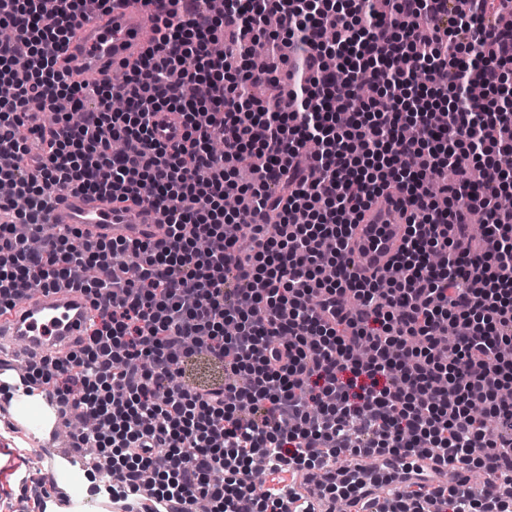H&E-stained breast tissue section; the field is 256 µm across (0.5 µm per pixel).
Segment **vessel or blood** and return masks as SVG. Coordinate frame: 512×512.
<instances>
[{"mask_svg":"<svg viewBox=\"0 0 512 512\" xmlns=\"http://www.w3.org/2000/svg\"><path fill=\"white\" fill-rule=\"evenodd\" d=\"M153 24L133 8L107 14L91 7L76 35L58 54L62 68L74 79L91 75L100 82L111 81L117 67L140 59L155 41ZM151 124L156 138L175 141L182 133L177 115H154ZM50 223L79 229L84 241L108 239H158L164 233L157 213L150 206L127 207L108 196L63 192L51 202ZM406 232L404 218L377 222L367 214L354 236L356 272L371 276L386 272ZM94 313L81 292L67 286L31 291L13 310L6 325L8 341H0V406L12 428L39 444L40 469L50 489L43 499L44 512H108L110 499L85 493L75 476L85 469L83 457L63 451L55 444L59 428L56 400L51 388L32 384L25 369L14 360L16 346L43 356H55L73 347Z\"/></svg>","mask_w":512,"mask_h":512,"instance_id":"b4317fda","label":"vessel or blood"}]
</instances>
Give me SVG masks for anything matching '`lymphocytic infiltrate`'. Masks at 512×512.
Returning <instances> with one entry per match:
<instances>
[{
  "label": "lymphocytic infiltrate",
  "instance_id": "lymphocytic-infiltrate-1",
  "mask_svg": "<svg viewBox=\"0 0 512 512\" xmlns=\"http://www.w3.org/2000/svg\"><path fill=\"white\" fill-rule=\"evenodd\" d=\"M85 2L0 0L13 29L0 41L12 89L0 99V316L34 286L90 299L82 340L31 361L28 378L89 421L72 438L95 449L113 498L143 486L206 512H315L305 495L257 488L255 462L296 481L346 455L354 474L323 485L329 501L396 484L388 512H512V209L500 205L512 190V28L499 22L512 0H469L462 16L447 0H224L218 14L205 0H143L156 41L117 85L73 82L57 65ZM264 34L256 68L247 46ZM220 35L231 48L218 55ZM189 84L207 96L185 97ZM161 110L181 115L180 143L155 138ZM47 111L65 134L32 171L27 119ZM242 162L252 182H238ZM487 167L496 182L482 180ZM58 191L149 204L165 236L87 245L48 229ZM385 197L409 208L396 273L349 272L337 254ZM475 212L488 219L477 237ZM200 354L223 365V384L180 382ZM415 456L452 465L455 483L384 464ZM472 470L505 495H476Z\"/></svg>",
  "mask_w": 512,
  "mask_h": 512
}]
</instances>
